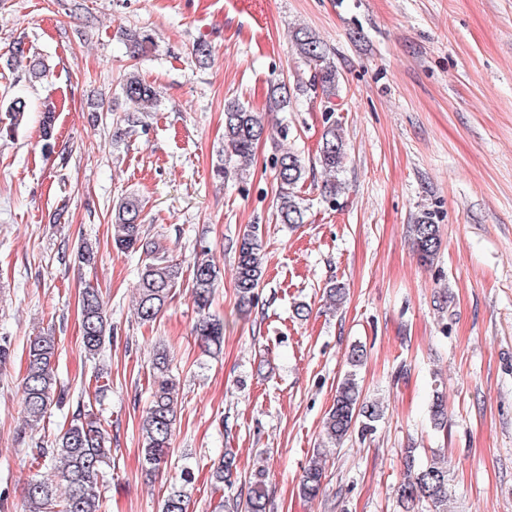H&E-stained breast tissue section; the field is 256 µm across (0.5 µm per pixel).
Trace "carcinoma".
<instances>
[{"instance_id":"1","label":"carcinoma","mask_w":512,"mask_h":512,"mask_svg":"<svg viewBox=\"0 0 512 512\" xmlns=\"http://www.w3.org/2000/svg\"><path fill=\"white\" fill-rule=\"evenodd\" d=\"M296 51L309 65L310 79L297 86L301 91L309 88L321 93L326 102L336 98L339 79L336 67L329 58V47L313 31L298 28L293 33ZM127 53L135 58L151 53L158 44L149 33L128 30L124 33ZM15 62L25 64V70L34 78L47 76L46 65L30 53L25 43L18 41L13 47ZM120 89L132 106L124 117L126 128L116 132L120 138L127 130L138 126L139 113L158 106L156 89L132 70L124 76ZM291 94L284 84L272 87L270 103L283 109ZM26 102L15 99L5 107L3 130H16L24 121ZM335 109L327 111L326 125L315 158L326 176L325 196L336 199L340 184L336 175L344 167L346 141L342 126L332 120ZM266 133L262 115L244 104L232 100L224 106V146L216 167L219 176H241L252 161L254 147ZM277 181L276 220L281 224L304 223L299 189L305 182V159L291 149H282L274 158ZM435 214L422 211L409 225L412 247L422 264H430L440 247L439 225ZM112 246L121 253H137L141 269L136 283V316L142 323H151L164 312L174 288L182 276L181 263L173 259L156 240L145 235L143 209L138 198L125 196L112 208ZM260 226H245L236 242L235 291L238 312L247 314L262 279L263 257ZM190 294L199 314L195 335L203 351L219 354L224 349V320L210 314L218 271L209 254H195L191 265ZM82 346L90 356L97 355L112 339V326L108 324L104 301L96 288H83L80 298ZM58 351L56 337L43 332L28 339L26 345V375L23 381L22 412L25 426L35 428L44 420L49 409L67 398L57 387L54 367ZM364 351L358 346L350 350L349 370L336 389L333 405L323 424L324 436L333 446L340 444L353 430L365 435L375 430L383 415L382 406L362 398L357 368L363 364ZM170 353L165 347L156 348L152 369L154 382L151 400L142 417L141 470L152 478L167 472L172 465L174 448L172 437L178 414L176 381L170 375ZM430 417L436 426L448 423L444 396L434 395ZM37 461H49L53 475H36L28 480L24 498L28 512H101L104 469L112 461L111 441L101 421L76 409L70 427L55 439L50 448L32 449ZM325 461L323 453L314 455L300 477L299 492L307 499L316 498L322 487ZM238 475L236 455L224 452L212 471L217 483H232ZM194 479L191 467L181 468L179 482L173 483L163 494L161 512H188L187 486ZM451 494L448 487V469L439 461L423 465L416 457V449H404V472L398 487L401 512H416L427 502L435 512H448ZM219 508L226 512H267L266 469L260 465L248 477L245 498L230 497Z\"/></svg>"}]
</instances>
